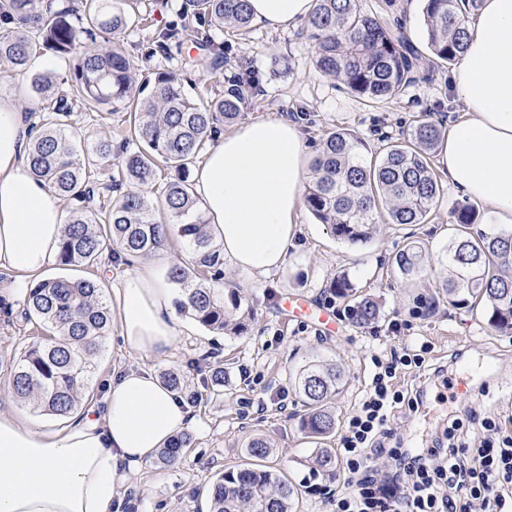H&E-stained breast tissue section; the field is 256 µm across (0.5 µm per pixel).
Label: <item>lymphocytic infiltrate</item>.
Wrapping results in <instances>:
<instances>
[{
    "label": "lymphocytic infiltrate",
    "instance_id": "lymphocytic-infiltrate-1",
    "mask_svg": "<svg viewBox=\"0 0 512 512\" xmlns=\"http://www.w3.org/2000/svg\"><path fill=\"white\" fill-rule=\"evenodd\" d=\"M427 344L402 353L371 356L364 393L343 425L339 456L349 473L335 512H512V429L492 418L481 422L483 438L472 443L460 419H450L444 444L419 453L386 448L385 426L401 404L417 409L420 394L399 384L402 375L426 366ZM395 459L394 471L377 475L370 456Z\"/></svg>",
    "mask_w": 512,
    "mask_h": 512
}]
</instances>
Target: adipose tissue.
I'll return each mask as SVG.
<instances>
[{
  "label": "adipose tissue",
  "mask_w": 512,
  "mask_h": 512,
  "mask_svg": "<svg viewBox=\"0 0 512 512\" xmlns=\"http://www.w3.org/2000/svg\"><path fill=\"white\" fill-rule=\"evenodd\" d=\"M254 22L286 31L314 0H248ZM462 104L438 165L449 185L488 208L486 221L512 228V0H482L468 48L453 73ZM31 114L0 96V270L16 288L41 281L58 255L64 202L35 177L27 157ZM308 148L284 118L249 120L225 132L194 169L192 190L225 259L250 278L282 268L299 234L297 209ZM179 289L141 263L116 293L118 335L133 355H168L184 332ZM191 412L146 367L113 375L104 408L88 405L65 427L42 431L0 412V512H112L120 488Z\"/></svg>",
  "instance_id": "1"
}]
</instances>
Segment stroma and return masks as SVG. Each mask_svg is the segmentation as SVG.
<instances>
[{
	"mask_svg": "<svg viewBox=\"0 0 512 512\" xmlns=\"http://www.w3.org/2000/svg\"><path fill=\"white\" fill-rule=\"evenodd\" d=\"M180 6L181 0H142V11L151 14V28L135 24L124 35L125 47L140 68L177 70L182 57H196V49L188 42L181 53L169 57L148 56L143 47L151 29L166 27ZM211 37L214 43L230 44L235 60L249 66L260 80L262 91L252 99L244 119L297 116L313 155L331 128L347 129L360 139L362 153L371 155L384 149L385 138L397 140L409 134L420 115L432 114L445 124L462 110L451 90L454 66L450 63L423 65L406 92L373 108L315 69L305 26L273 32L255 24L243 36L227 29L212 31ZM42 73L52 75L58 93L68 91L71 62L45 53L33 59L25 74L0 64V95L23 104L32 101L31 79ZM111 110L104 125L76 111L69 123L83 141L107 134L118 142L125 127L126 105L116 102ZM462 203L451 187H444L427 223H382L371 241L356 244L337 240L307 207H300L301 235L280 271L254 281L232 266L224 268L225 285L238 289L252 306L243 334L211 332L186 314L182 320L189 325V334L180 336L172 353L162 358L131 355L122 349L116 335H109L84 404H103L113 371L140 366L150 367L160 378L176 372L189 389L203 394L201 403L190 407V447L177 464H163L156 456L145 462L136 486L120 494L123 512H206L211 483L224 470L247 463L245 447L254 437L264 438L272 446L264 466L283 472L299 485L296 512H333V500L345 490L349 474L341 465L332 477L314 469L311 458L318 443L300 427L306 408L292 384L296 372L315 360L336 362L345 372V386L333 404L340 424L363 394L373 353L426 341L432 348L427 356L429 365L447 368L449 376L466 373L477 380L484 364L495 365L497 375L488 381L487 393H462L437 385L429 387L420 411L398 410L386 425L391 446H429L442 419L453 410L459 411L468 426L486 417L512 423V334L493 331L476 309L444 302L430 313L417 310V298L434 296L448 278L441 256L452 213ZM410 244L422 249L425 263L421 274L408 281L396 270L394 257ZM340 275L348 277L358 292L381 300L383 315L377 323L355 327L341 301L327 294V284ZM11 283L9 274H0V291L5 294L0 304V411L29 415L38 424L57 430L66 425V418L32 413L10 390L12 360L43 333L38 321L25 320L24 294L11 292ZM291 295L307 296L328 308L338 330L327 332L288 319L280 301ZM394 322L399 323V332L391 331ZM212 365L224 368V391L218 395L204 389ZM278 390L286 393L285 402L272 400V392Z\"/></svg>",
	"mask_w": 512,
	"mask_h": 512,
	"instance_id": "1",
	"label": "stroma"
}]
</instances>
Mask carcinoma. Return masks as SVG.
Here are the masks:
<instances>
[{
  "mask_svg": "<svg viewBox=\"0 0 512 512\" xmlns=\"http://www.w3.org/2000/svg\"><path fill=\"white\" fill-rule=\"evenodd\" d=\"M139 0H77L52 10L43 0H0V62L24 73L32 59L51 52L74 60L69 91L56 95L50 74L31 80V91L49 102L51 116L38 126L28 155L34 175L60 196L79 203L67 218L58 254L64 266L93 268L107 251L144 256L162 249L170 227L178 228L192 255L187 266L175 265L169 278L189 303H179L201 326L214 333L240 334L244 322L233 317L243 307L235 290L216 287L224 279V254L207 230V219L188 181L190 166L216 140L223 123L236 120L249 98L261 92L250 72L231 69L224 93L196 99L187 79L174 71L140 74L121 37L133 25L128 7ZM305 20L313 41V61L322 73L378 107L415 83L421 54L406 27L389 16L393 0L379 10L363 0H314ZM478 0H425L424 22L431 56L453 62L466 52L469 15ZM252 19L246 0H183L177 20L155 31L150 54H171L186 35L193 37L210 69L230 65V46L215 44L210 30L244 31ZM99 36L105 46L80 50L83 36ZM130 98L135 102L119 145L100 137L85 149L68 129L71 112H92L101 120L105 107ZM444 133L426 116L415 121L407 138L389 141L382 155L367 159L350 133L334 129L321 141L305 204L333 236L351 243L370 241L379 218L391 224H423L440 197L442 183L431 165ZM174 169L155 197L156 158ZM119 160L120 178L104 183L101 171ZM473 208L454 210L456 233L444 253L448 281L443 288L452 306L477 303L490 328L512 334V231L473 237ZM397 271L408 278L419 272L420 255L409 246L395 256ZM330 295L346 301L352 323L363 327L380 316L379 303L357 294L344 276L329 285ZM24 315L50 332L33 343L11 368L14 394L33 410L67 417L78 410L82 390L90 384L102 339L112 334V313L104 283L94 278L42 280L28 288ZM311 411L302 430L321 440L336 430L327 403L344 386L336 365H310L294 382ZM191 437L181 434L160 453L164 464L176 463ZM315 470L334 474L336 456L317 449ZM209 512H295L299 488L269 469L231 468L210 486Z\"/></svg>",
  "mask_w": 512,
  "mask_h": 512,
  "instance_id": "carcinoma-1",
  "label": "carcinoma"
}]
</instances>
